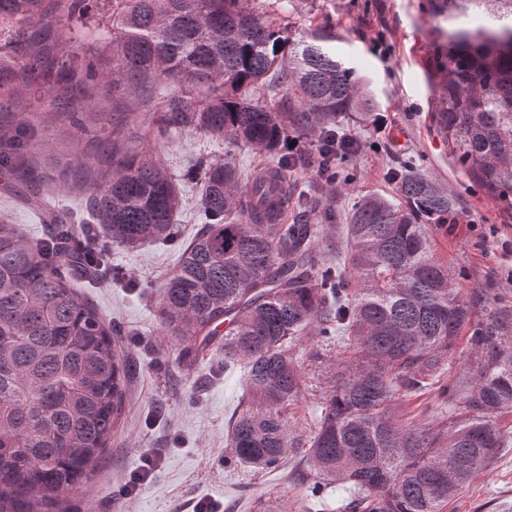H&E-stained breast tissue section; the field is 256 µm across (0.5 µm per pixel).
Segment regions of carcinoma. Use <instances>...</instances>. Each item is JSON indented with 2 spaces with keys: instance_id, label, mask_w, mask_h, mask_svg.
<instances>
[{
  "instance_id": "cac0c4a2",
  "label": "carcinoma",
  "mask_w": 512,
  "mask_h": 512,
  "mask_svg": "<svg viewBox=\"0 0 512 512\" xmlns=\"http://www.w3.org/2000/svg\"><path fill=\"white\" fill-rule=\"evenodd\" d=\"M90 0H0V95L21 97L39 78H60L52 104L69 105V125L94 108L100 83L144 90L206 88L194 107L160 116L158 133L193 127L271 157L248 180L231 152L200 162L184 178L202 182L204 223L166 280L159 321L193 359L216 346L224 369L244 368L246 398L231 419L234 463L276 469L304 449L318 481L344 487L341 512H447L472 475L512 447L499 418L512 411V306L495 288H462L433 251L455 200L421 167L392 172L402 203L361 197L352 210L345 264L316 261L312 224H284L288 171L306 164L286 155L293 132L369 111L363 79L336 52V34L319 28L294 39L263 20L256 0H109L102 58L74 64L56 31ZM433 18H471L469 28L435 31L448 42L434 65L433 119L448 155L496 201L512 210V0H428ZM298 105L267 102L273 84ZM41 117L12 113L0 125V167L26 187L24 202L45 203L64 179L54 151L84 174L92 223L115 244L174 238L181 199L176 178L146 155L118 151L92 161L71 132L44 140ZM45 239L30 241L0 219V512H60L62 494L87 477L108 447L121 411L126 365L119 333L74 288L69 270L103 263L87 238L54 217ZM342 351L334 384L322 392L314 433L288 434V407L303 375L289 346L311 324ZM224 325L219 331L217 327ZM472 376L447 375L461 334ZM430 395L448 406L438 430L407 423L401 398Z\"/></svg>"
}]
</instances>
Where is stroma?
Returning <instances> with one entry per match:
<instances>
[{
    "instance_id": "stroma-1",
    "label": "stroma",
    "mask_w": 512,
    "mask_h": 512,
    "mask_svg": "<svg viewBox=\"0 0 512 512\" xmlns=\"http://www.w3.org/2000/svg\"><path fill=\"white\" fill-rule=\"evenodd\" d=\"M286 21L296 37L330 27L340 38L338 50L357 69L376 102L375 123L341 118L327 128L304 131L299 138L307 154L317 151L327 129L360 145L357 153L340 160V167L352 171L353 177L335 189L323 186L312 165L288 174L293 195L319 202L311 221L326 224L327 230L315 240V252L328 262L345 258L346 226L355 202L370 193L397 198L398 183L390 172L416 159L457 202L451 223L431 230L436 257L461 274L464 288L497 289L500 301L512 305V210L489 198L450 162L448 147L436 132L428 79L436 44L425 0H290ZM100 95V109L118 125L114 140L120 151L148 152L175 176L200 160L223 158V140L203 131L181 128L157 136L156 121L169 111V97L145 95L133 103L124 90L108 85ZM130 105L137 117L129 121L123 113ZM20 187L15 176L0 179V218L32 237L41 233L42 225L19 205ZM180 190L176 241L135 249L107 244L108 265L123 272V280L107 278L81 286L102 316L120 329L127 378L111 447L86 482L65 493L62 507L64 512H192L197 501L206 500L222 512H250L253 500L272 495L282 512H307L304 489L316 476L301 456L290 455L286 466L274 470L226 462L231 454L230 420L245 398L241 371L225 370L223 354L211 350L183 363L180 344L161 333L160 289L176 267L184 242L202 224L197 206L201 184L184 183ZM290 352L302 366L305 389L289 408L288 420L292 435L306 440L321 413L315 390L333 382L339 351L335 342L308 333ZM154 452L161 460L152 477L135 495H126L125 483L143 457ZM505 503L512 504V447L449 502L448 512H498Z\"/></svg>"
}]
</instances>
